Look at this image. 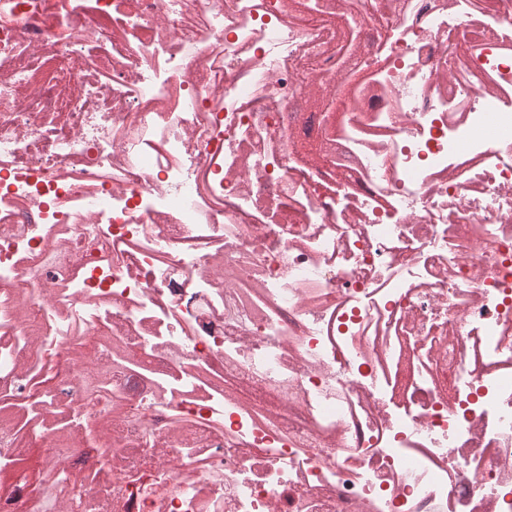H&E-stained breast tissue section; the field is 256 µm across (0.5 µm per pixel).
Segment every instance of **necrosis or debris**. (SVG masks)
I'll return each mask as SVG.
<instances>
[{"label": "necrosis or debris", "mask_w": 512, "mask_h": 512, "mask_svg": "<svg viewBox=\"0 0 512 512\" xmlns=\"http://www.w3.org/2000/svg\"><path fill=\"white\" fill-rule=\"evenodd\" d=\"M340 5L0 0V512H512V0Z\"/></svg>", "instance_id": "necrosis-or-debris-1"}]
</instances>
